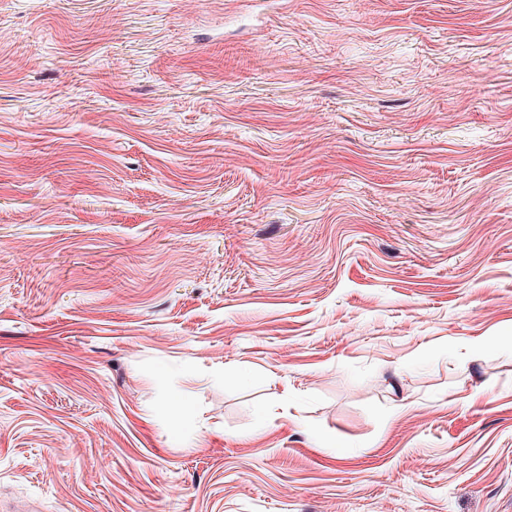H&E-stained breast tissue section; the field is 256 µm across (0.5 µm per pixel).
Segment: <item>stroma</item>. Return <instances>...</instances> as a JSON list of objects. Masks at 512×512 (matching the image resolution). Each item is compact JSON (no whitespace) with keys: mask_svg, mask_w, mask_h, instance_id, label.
Here are the masks:
<instances>
[{"mask_svg":"<svg viewBox=\"0 0 512 512\" xmlns=\"http://www.w3.org/2000/svg\"><path fill=\"white\" fill-rule=\"evenodd\" d=\"M0 512H512V0H0Z\"/></svg>","mask_w":512,"mask_h":512,"instance_id":"stroma-1","label":"stroma"}]
</instances>
